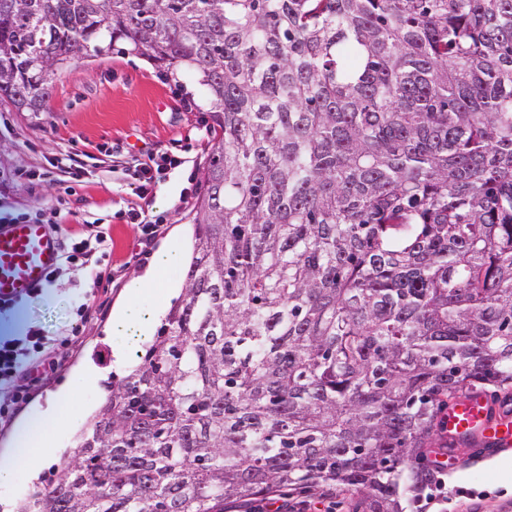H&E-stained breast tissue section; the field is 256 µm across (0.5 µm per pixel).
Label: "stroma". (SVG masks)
Here are the masks:
<instances>
[{
  "instance_id": "1",
  "label": "stroma",
  "mask_w": 512,
  "mask_h": 512,
  "mask_svg": "<svg viewBox=\"0 0 512 512\" xmlns=\"http://www.w3.org/2000/svg\"><path fill=\"white\" fill-rule=\"evenodd\" d=\"M207 97L195 77L179 71L165 77L146 57L115 51L81 54L52 80L45 111L21 112L0 94V208L26 213L29 220L47 223L55 213L69 215L68 226L106 224L112 235L113 278L92 283L87 268L61 265L49 295L22 300L13 314L24 327L65 340L57 370L35 387L27 403L0 426V449L12 442L17 425L56 394L77 373L89 369L92 384L77 388L83 416L42 436L35 454L38 469H20L0 500L10 512L27 496L41 473L74 454L76 438L105 397L101 386L108 376L124 377L136 357L115 363L112 357V313L124 301L131 280L153 258L137 260L134 243L139 229L129 211L137 201V184L126 171L130 156L174 150L184 165L164 179L150 183L154 214L166 231L156 248H169L190 258V208L202 186L210 139ZM73 148L85 155L84 174L71 180L54 165L59 151ZM94 294V315L83 321L77 306ZM442 485L425 512H512V449L441 470Z\"/></svg>"
}]
</instances>
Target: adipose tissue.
Wrapping results in <instances>:
<instances>
[{"instance_id":"ef3b65f1","label":"adipose tissue","mask_w":512,"mask_h":512,"mask_svg":"<svg viewBox=\"0 0 512 512\" xmlns=\"http://www.w3.org/2000/svg\"><path fill=\"white\" fill-rule=\"evenodd\" d=\"M166 297L156 283L155 271L137 277L128 291L126 301L112 315V334L117 341L112 347L116 361L129 358L133 342L148 339L154 318ZM73 387H66L52 399L44 409L19 423L17 437L12 448L0 452V487L12 484L18 470L23 467L35 468L40 460L31 447L36 434L47 432L62 418L78 419L83 408L73 399Z\"/></svg>"}]
</instances>
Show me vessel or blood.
Wrapping results in <instances>:
<instances>
[{"instance_id": "1", "label": "vessel or blood", "mask_w": 512, "mask_h": 512, "mask_svg": "<svg viewBox=\"0 0 512 512\" xmlns=\"http://www.w3.org/2000/svg\"><path fill=\"white\" fill-rule=\"evenodd\" d=\"M58 260V243L48 225L18 222L0 226V304L33 296L47 283ZM448 442L439 459L456 463L461 450L498 451L512 447V418L493 413L478 392L459 398L441 413Z\"/></svg>"}]
</instances>
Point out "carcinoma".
Returning a JSON list of instances; mask_svg holds the SVG:
<instances>
[{"label":"carcinoma","mask_w":512,"mask_h":512,"mask_svg":"<svg viewBox=\"0 0 512 512\" xmlns=\"http://www.w3.org/2000/svg\"><path fill=\"white\" fill-rule=\"evenodd\" d=\"M208 94L184 296L16 512H415L448 401L512 389V0H0L42 112L98 40ZM311 492L312 491H310L307 494L301 495L299 497H294V498L298 499V500L306 499L305 497L308 496ZM325 498L326 499L330 498L329 494L322 493L321 495H319V497L317 498L318 501L315 503H313L312 501H305V500L293 501V500L288 499V496L284 497L280 500H277V501H266L265 500L264 509H266V510H263V507H260L262 509V511H256V512H265V511L266 512H306L308 509H311L312 506L314 507V505L316 503H320Z\"/></svg>","instance_id":"1"}]
</instances>
